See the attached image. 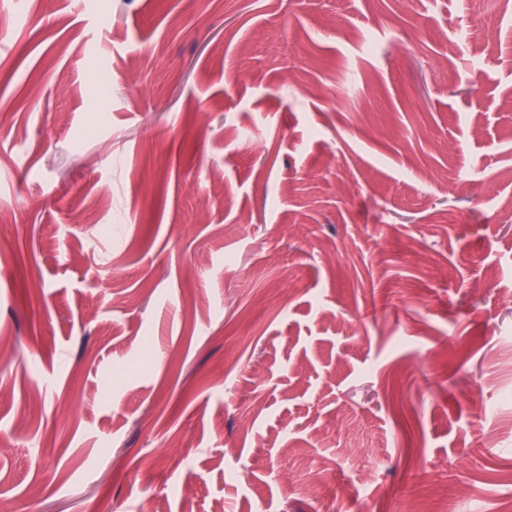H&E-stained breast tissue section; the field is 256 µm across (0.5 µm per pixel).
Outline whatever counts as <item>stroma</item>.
<instances>
[{
	"label": "stroma",
	"instance_id": "35a3bbf8",
	"mask_svg": "<svg viewBox=\"0 0 512 512\" xmlns=\"http://www.w3.org/2000/svg\"><path fill=\"white\" fill-rule=\"evenodd\" d=\"M0 204V512L512 484V0H0Z\"/></svg>",
	"mask_w": 512,
	"mask_h": 512
}]
</instances>
